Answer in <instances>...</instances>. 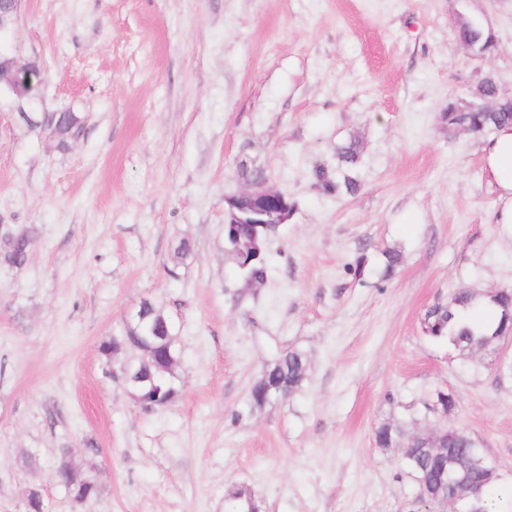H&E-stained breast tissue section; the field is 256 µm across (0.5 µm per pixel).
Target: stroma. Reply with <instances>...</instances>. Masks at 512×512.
Listing matches in <instances>:
<instances>
[{
    "instance_id": "obj_1",
    "label": "stroma",
    "mask_w": 512,
    "mask_h": 512,
    "mask_svg": "<svg viewBox=\"0 0 512 512\" xmlns=\"http://www.w3.org/2000/svg\"><path fill=\"white\" fill-rule=\"evenodd\" d=\"M462 18L494 53L460 43ZM9 42L46 73L39 110L77 112L84 134L59 150L0 101V224L35 231L23 265L0 263V512L33 488L48 512H243L242 487L261 512H413L374 432H433L439 391L512 481V379L422 330L458 289H512L482 139L439 120L488 73L512 96V0H22ZM354 138L361 189L326 196L313 171ZM244 169L295 203L256 286L224 251ZM144 300L180 350L178 395L150 411L100 350ZM289 348L303 388L254 407ZM63 448L96 499L51 480Z\"/></svg>"
}]
</instances>
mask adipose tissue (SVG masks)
<instances>
[{
  "mask_svg": "<svg viewBox=\"0 0 512 512\" xmlns=\"http://www.w3.org/2000/svg\"><path fill=\"white\" fill-rule=\"evenodd\" d=\"M483 164L489 184L497 194L493 213L497 224L512 226V125L498 127L482 146Z\"/></svg>",
  "mask_w": 512,
  "mask_h": 512,
  "instance_id": "1",
  "label": "adipose tissue"
}]
</instances>
